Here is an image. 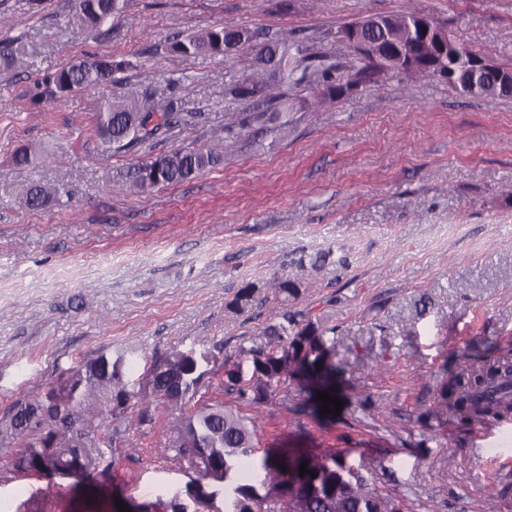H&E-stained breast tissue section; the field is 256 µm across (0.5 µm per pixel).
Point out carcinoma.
<instances>
[{
    "label": "carcinoma",
    "mask_w": 512,
    "mask_h": 512,
    "mask_svg": "<svg viewBox=\"0 0 512 512\" xmlns=\"http://www.w3.org/2000/svg\"><path fill=\"white\" fill-rule=\"evenodd\" d=\"M127 0H74L75 8L92 27L121 12ZM413 13L382 18L384 29L371 31L368 37L378 41L384 35L405 31ZM254 35L246 29L216 27L177 40L170 46L179 55L207 52L227 55ZM260 62L271 68V75L281 86L315 83L325 98L341 97L343 84L331 81L336 65L326 63L325 56L303 54L301 45L286 39L264 43L259 49ZM359 66L351 76L369 82L379 65L358 56ZM123 70V63L110 57L91 62L81 61L57 72L49 89L51 96L76 89H92ZM155 91L146 89L140 99L105 101L96 113V131L104 151L136 152L141 146L176 127L183 113L173 101L154 102ZM223 155L195 147L175 149L149 157L137 165L131 177L143 188L174 185L191 180L204 170L218 165ZM58 189L32 185L24 194L30 209H39ZM271 295L260 296L259 289L246 286L237 291L227 304L235 314L248 311L257 301L274 300L279 308L278 321L267 326L248 347H240L238 360L224 365V386L255 403H263L289 381L313 395L326 392L335 396L336 377L342 370L332 361L327 345L329 332L320 314L307 310L294 313L290 299L299 294L294 281L276 278L270 285ZM112 357L102 352L94 359L69 370L56 383L31 398L15 402L0 417V447L17 450L15 465L32 471L34 464L50 467L66 476L75 466L83 469V481L95 487L112 488L110 465L100 466L90 456L85 441L93 430L107 439L112 422L125 417L132 406L139 407L138 424L150 425L156 406L176 403L195 392L201 376L194 371L195 356L190 352L172 351L153 365L144 387L128 389L122 373L111 367ZM512 373L504 363L489 367L486 376L458 381L451 389H442L439 403L453 401L460 420L471 421L484 415L497 417L509 409L505 397L491 388L496 380ZM172 446L161 449L166 459L182 460L185 452L195 454L197 479L209 472L222 470L224 512H405L404 503L372 488L358 469L339 453L311 454L300 448H267L254 467L264 473L259 492L251 484L239 482L241 460L256 452L253 438L255 425L233 407L222 402L205 404L195 413L179 419L173 427ZM309 473L300 475L302 463ZM285 469H280V466Z\"/></svg>",
    "instance_id": "obj_1"
}]
</instances>
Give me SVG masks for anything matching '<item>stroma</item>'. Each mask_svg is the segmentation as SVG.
Listing matches in <instances>:
<instances>
[{"mask_svg":"<svg viewBox=\"0 0 512 512\" xmlns=\"http://www.w3.org/2000/svg\"><path fill=\"white\" fill-rule=\"evenodd\" d=\"M424 12L454 40L512 68V0H127L89 29L72 0H0V415L99 353L122 361L131 389L171 350L194 352L193 397L163 403L153 427L136 409L93 454L144 506L184 491L191 471L160 456L169 424L218 399L257 418L258 448L330 450L409 512H512V458L491 460L475 425L437 402L466 365L512 355V97L475 98L445 82L379 68L329 101L279 88L287 129L252 121L239 86L269 68L253 44L228 56H178L170 44L211 27L284 37L328 55L338 76L355 57L336 38L363 17ZM125 62L93 89L48 98V80L80 60ZM179 101L183 119L134 153H104L103 100L144 88ZM217 145L198 177L143 188V159ZM28 165L14 162L18 149ZM33 184L60 200L26 208ZM295 280L292 310L322 312L345 370L340 413L313 411L295 384L257 405L224 388L235 360L273 321L274 302L241 315L238 289ZM0 451L8 512H118L71 481L14 466Z\"/></svg>","mask_w":512,"mask_h":512,"instance_id":"1","label":"stroma"}]
</instances>
